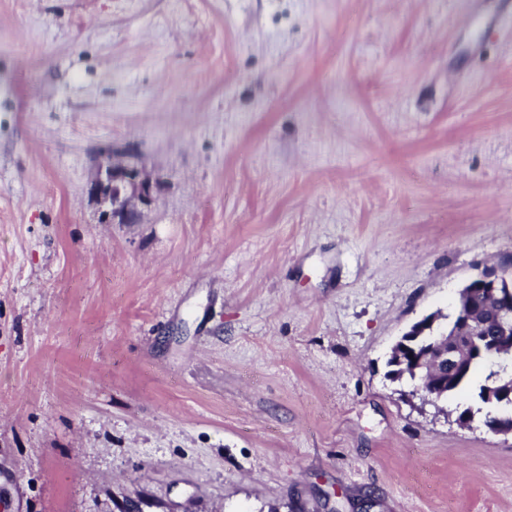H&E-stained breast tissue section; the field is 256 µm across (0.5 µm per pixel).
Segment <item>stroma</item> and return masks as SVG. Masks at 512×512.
<instances>
[{"instance_id":"stroma-1","label":"stroma","mask_w":512,"mask_h":512,"mask_svg":"<svg viewBox=\"0 0 512 512\" xmlns=\"http://www.w3.org/2000/svg\"><path fill=\"white\" fill-rule=\"evenodd\" d=\"M510 253L505 0H0V512H512L388 366ZM103 153L97 164L92 194L107 208L103 211L105 221L119 216L132 219L136 216L138 203L148 204L151 201L153 185L143 168L118 161L116 149H106Z\"/></svg>"}]
</instances>
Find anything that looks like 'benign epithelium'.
I'll return each instance as SVG.
<instances>
[{
    "mask_svg": "<svg viewBox=\"0 0 512 512\" xmlns=\"http://www.w3.org/2000/svg\"><path fill=\"white\" fill-rule=\"evenodd\" d=\"M116 155L115 149L104 150L92 188V194L106 207L103 211L106 221L116 217L130 219L136 216L137 204H147L152 199L153 185L143 168L124 164ZM465 287L484 289L485 308L494 311L499 329L512 326V258L472 277ZM456 310L457 326L450 334L437 335V317L428 316L405 332L395 346L402 366L409 367L414 378L420 381L416 391L423 392L422 399L426 403H437L447 386L442 370L465 373L476 355L484 354L493 361L507 350L512 352V343L505 339L485 350L481 310L459 298Z\"/></svg>",
    "mask_w": 512,
    "mask_h": 512,
    "instance_id": "7a95c632",
    "label": "benign epithelium"
}]
</instances>
